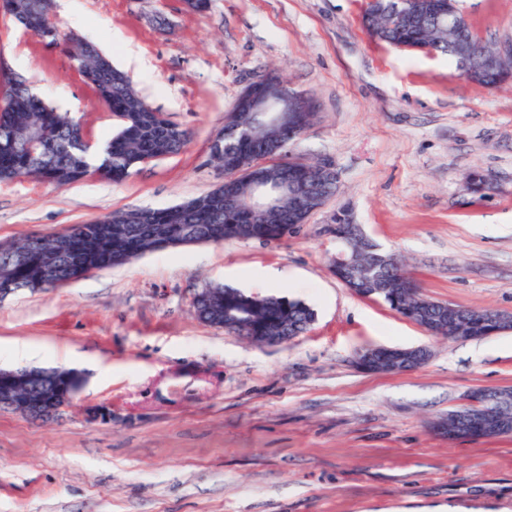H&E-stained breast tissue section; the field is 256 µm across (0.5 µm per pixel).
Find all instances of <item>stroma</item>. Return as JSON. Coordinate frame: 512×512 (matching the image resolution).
Listing matches in <instances>:
<instances>
[{
	"instance_id": "1",
	"label": "stroma",
	"mask_w": 512,
	"mask_h": 512,
	"mask_svg": "<svg viewBox=\"0 0 512 512\" xmlns=\"http://www.w3.org/2000/svg\"><path fill=\"white\" fill-rule=\"evenodd\" d=\"M366 0H53L191 139L122 181L0 182V243L221 185L210 142L248 83L277 69L318 115L291 147L340 190L301 232L166 248L0 301V366L85 384L50 421L0 411V512H512V436L449 440L433 423L472 390L512 386V332L452 341L336 278L324 227L345 208L421 293L512 310V83L466 82L447 57L374 41ZM478 35L512 36V0H460ZM0 57L102 151L119 122L61 49L0 17ZM278 294L316 317L257 346L200 322L205 285ZM27 345V357L16 355ZM427 347L401 375L369 347Z\"/></svg>"
}]
</instances>
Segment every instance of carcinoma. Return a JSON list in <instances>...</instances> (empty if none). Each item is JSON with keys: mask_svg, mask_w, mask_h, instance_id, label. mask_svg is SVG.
I'll list each match as a JSON object with an SVG mask.
<instances>
[{"mask_svg": "<svg viewBox=\"0 0 512 512\" xmlns=\"http://www.w3.org/2000/svg\"><path fill=\"white\" fill-rule=\"evenodd\" d=\"M5 14L22 25L29 20V28H41L56 32V46L62 48L76 63L86 84L105 102L110 109L123 113L124 120L118 131L107 144L98 166L88 163L77 132L69 125V118L34 95L24 81L0 82V142L13 141L11 152L0 160V181L7 182L26 176L40 175L58 186L68 185L90 174L104 171V176L114 181L126 178L131 169L143 164L153 156H173L183 151L188 142V133L172 124L163 115H154L144 107L145 100L133 87L126 72L121 79L113 81L100 73L97 60H85L72 48L59 26L50 14L41 7V0H3L0 4ZM384 42L403 50H414L428 46L434 52L444 54L455 62L461 61L464 49L482 42L468 22L458 25L439 23L431 18L423 20L419 27L405 21H392L382 16ZM484 43V42H482ZM494 43H484L492 50ZM512 74V59L505 63V72L473 70L464 75L467 82L484 87H495L506 81ZM44 132L46 140L54 147L45 153L42 163L32 157L27 142L22 140L28 128ZM228 149L224 158L218 160L224 167H231L241 157H262L266 152L265 136L248 128L225 141ZM263 171L275 177L295 178L298 182L297 199L286 198V210L295 208L296 200L309 193L330 199L336 195L337 187L315 181V178L301 174L291 161L283 158L265 166ZM244 185L235 180L222 184L219 190L197 197L181 205L162 209H128L112 212L111 215L92 224L85 235L68 237L69 246L63 252L62 264L54 269L45 267L42 250L52 244L47 239L40 244L26 238L15 244L26 248L29 258L18 265L0 258V283L10 282L21 289L35 290L37 282L58 276H74L85 263L110 266V254L126 252L145 254L160 249L164 241L185 240L192 235H203L213 242H221L231 235L254 238L266 242L280 241L299 234L301 225L288 223V218L270 222L259 218L235 204L224 205V200L233 199L244 193ZM398 269L389 265L384 270L382 292L379 299L392 309L405 314L409 301L402 289L396 287ZM218 294L200 302L198 318L207 323L224 319V309H240L241 321L256 336H271L282 326L289 332H304L313 323L315 314L306 303L299 299L276 295L248 294L239 289L217 286Z\"/></svg>", "mask_w": 512, "mask_h": 512, "instance_id": "cac0c4a2", "label": "carcinoma"}]
</instances>
